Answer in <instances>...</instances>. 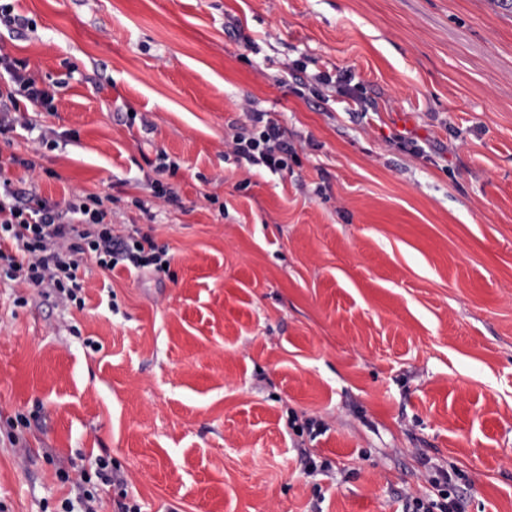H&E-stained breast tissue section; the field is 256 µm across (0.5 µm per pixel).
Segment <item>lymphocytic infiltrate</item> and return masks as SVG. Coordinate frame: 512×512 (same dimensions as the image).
Masks as SVG:
<instances>
[{
    "mask_svg": "<svg viewBox=\"0 0 512 512\" xmlns=\"http://www.w3.org/2000/svg\"><path fill=\"white\" fill-rule=\"evenodd\" d=\"M0 70L7 76L0 83V139L12 143L21 129L32 142H43L36 124L16 122L12 115L25 106L55 112L54 93L39 86L26 60L1 53ZM246 119L228 143L230 154L274 174L286 172L293 147L278 121L261 112L247 113ZM107 216L100 195L75 194L60 205L0 179V280L50 288L75 301L84 290L77 275L84 257L94 258L97 266L110 272L121 265L162 269L166 254L150 236L130 243L120 240ZM452 482L451 474L437 471L431 479L436 498H411L405 512H464Z\"/></svg>",
    "mask_w": 512,
    "mask_h": 512,
    "instance_id": "1",
    "label": "lymphocytic infiltrate"
}]
</instances>
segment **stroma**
<instances>
[{
    "instance_id": "1",
    "label": "stroma",
    "mask_w": 512,
    "mask_h": 512,
    "mask_svg": "<svg viewBox=\"0 0 512 512\" xmlns=\"http://www.w3.org/2000/svg\"><path fill=\"white\" fill-rule=\"evenodd\" d=\"M15 11L56 147L8 177L171 262L84 259L81 306L0 281V512H402L440 468L512 512V0ZM246 111L287 172L225 157Z\"/></svg>"
}]
</instances>
